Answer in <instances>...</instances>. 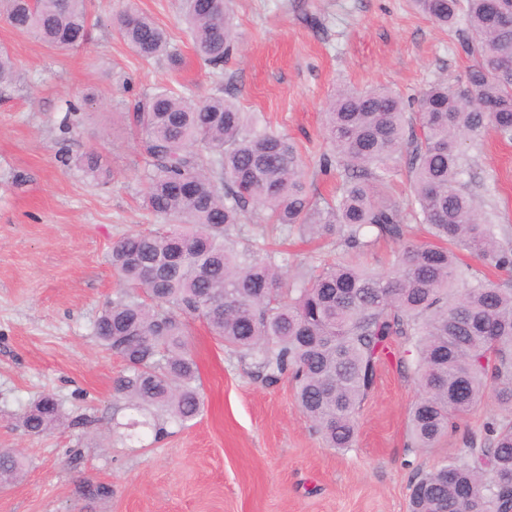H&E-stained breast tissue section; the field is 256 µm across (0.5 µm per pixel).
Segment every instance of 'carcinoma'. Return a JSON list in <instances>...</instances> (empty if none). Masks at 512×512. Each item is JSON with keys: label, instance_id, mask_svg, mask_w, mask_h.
<instances>
[{"label": "carcinoma", "instance_id": "cac0c4a2", "mask_svg": "<svg viewBox=\"0 0 512 512\" xmlns=\"http://www.w3.org/2000/svg\"><path fill=\"white\" fill-rule=\"evenodd\" d=\"M196 52L214 69L239 48L231 0H179ZM448 29L463 22L475 64L455 88L428 85L407 112L385 88L343 86L327 103L324 130L333 155L336 196L311 193L308 166L288 136L241 111L232 81L197 99L162 86L139 100L131 119L145 162L141 206L166 221L112 246L118 279L97 318L100 345L124 364L115 394L141 413L184 425L203 409L189 324L201 321L230 354L248 357L270 381L288 376L302 413L325 445L345 449L356 415L394 339L415 348L421 396L410 412L414 447L434 448L486 394L512 412V288L464 271L456 250L496 269L512 268V250L479 218L464 190L462 143L492 130L512 140V0H413ZM15 30L47 46L86 40L87 0H0ZM121 39L141 59L180 62L165 30L129 6L117 19ZM15 62L0 47V84ZM407 154L411 202L388 194L392 164ZM80 167L106 174L89 153ZM427 240L407 239L409 219ZM254 220L308 240L337 238L349 259L295 269L274 248L241 247L238 226ZM378 240L401 245L386 272L357 261ZM28 434L64 423L58 399L39 397L20 416ZM26 470L24 455L0 450V484ZM89 500L112 497V484L83 483ZM410 512H512V419L468 436L465 448L412 484Z\"/></svg>", "mask_w": 512, "mask_h": 512}]
</instances>
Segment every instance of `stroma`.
Instances as JSON below:
<instances>
[{
  "label": "stroma",
  "instance_id": "1",
  "mask_svg": "<svg viewBox=\"0 0 512 512\" xmlns=\"http://www.w3.org/2000/svg\"><path fill=\"white\" fill-rule=\"evenodd\" d=\"M152 16L182 55L146 62L120 38L127 6ZM240 50L222 74L196 54L174 0H93L87 40L52 48L0 14V46L18 77L0 84V448L26 457L23 479L0 488V512H409L416 474L439 466L465 435L506 413L485 396L434 448L411 447L408 415L420 395L409 368L417 353L395 346L358 412L353 447H326L300 411L288 378L268 385L250 360L229 355L201 322L190 326L203 413L162 436L121 440L136 418L113 395L123 370L93 325L116 286L113 244L149 229L140 208L144 163L126 114L157 86L214 94L232 78L242 111L292 138L312 189L329 146L323 106L337 85H383L412 99L436 80L457 85L472 58L456 32L437 28L409 0H235ZM81 110L68 116V102ZM481 215L512 247V143L485 133L464 144ZM97 153L110 172L95 181L77 165ZM53 393L67 417L43 436L19 423ZM112 484L106 500L79 494L84 481Z\"/></svg>",
  "mask_w": 512,
  "mask_h": 512
}]
</instances>
